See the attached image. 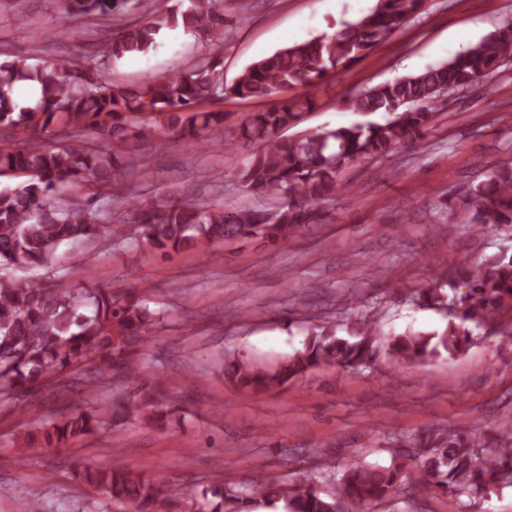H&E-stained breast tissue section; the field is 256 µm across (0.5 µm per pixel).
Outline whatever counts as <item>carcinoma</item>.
Instances as JSON below:
<instances>
[{
	"mask_svg": "<svg viewBox=\"0 0 512 512\" xmlns=\"http://www.w3.org/2000/svg\"><path fill=\"white\" fill-rule=\"evenodd\" d=\"M181 14L167 12L146 22L119 21V35L92 55L48 66L26 58L0 63V126L12 129L13 144H0V177L16 182L0 186V400L20 399L45 387L55 375L67 373L89 395L122 377L140 381L136 355L150 338L157 312L135 296L117 297L96 286L75 288L59 273L56 252L64 243L129 237L124 216L113 213L99 223L92 209L96 198L118 183L125 162L124 144L155 129L192 137L224 130L228 115L204 110L214 99H270L272 106L254 112L224 140V149L244 140L261 144L238 173L240 187L252 195H279L270 207L226 211L167 199L138 211L136 236L157 251L179 252L203 238L222 243L236 238L285 242L317 215L316 206L346 189L341 172L356 160H383L397 146L423 139L445 109L442 98L468 89L512 62V26L497 31L448 62L356 94L354 111L385 112L381 123L323 128L285 139L282 131L297 123L300 114L316 104V93L331 72L347 68L418 15L424 0H378L374 11L347 24L331 36H321L281 48L243 69L231 83L224 81L220 57L204 53L198 66L155 83L125 85L102 77L99 65L107 60L144 53L167 26L183 23L219 37L224 15L215 0H189ZM65 10L80 17L107 15V0H63ZM32 80L41 99L32 109L17 108L14 84ZM302 93L282 96L290 90ZM100 127L111 145L57 144L41 139L68 129ZM90 187L93 192L68 197L66 191ZM473 222L484 230H512V161L490 168L487 180L470 192ZM21 268H37L36 278L15 275ZM453 295L443 300L440 290ZM427 306L448 303L460 323H448L439 334L407 333L389 343L399 363L425 361L445 351L467 349L469 321L490 326L495 317L512 312V253L499 252L488 262L466 270L441 268L435 286L415 293ZM324 325L311 334L304 348L278 367L256 369L240 360L224 363L226 379L242 388L271 389L320 366L355 371L378 352L374 321L365 317L345 327ZM154 385L106 407H80L41 424L16 439V447L59 448L69 439L103 432L121 418L140 412L152 424L175 410L170 395L155 393ZM409 454L398 452L391 465L358 464L340 479L341 496L373 510L405 482L432 488L448 497L488 491L512 483V424L492 435L470 430L418 432L406 443ZM72 479L128 505L133 512H247L255 499L269 506L284 503L285 512H340V500L315 490L316 477L305 475L290 487L267 480L245 486L228 485L211 494H166L150 477L116 460L93 468L76 465Z\"/></svg>",
	"mask_w": 512,
	"mask_h": 512,
	"instance_id": "carcinoma-1",
	"label": "carcinoma"
}]
</instances>
